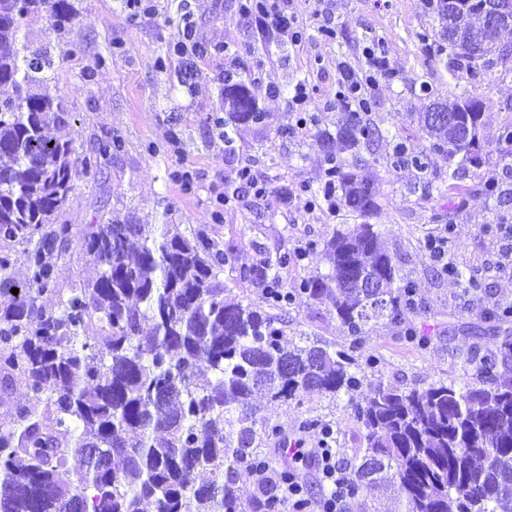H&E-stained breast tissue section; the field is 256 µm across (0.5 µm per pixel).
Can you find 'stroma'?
Returning a JSON list of instances; mask_svg holds the SVG:
<instances>
[{"label": "stroma", "mask_w": 512, "mask_h": 512, "mask_svg": "<svg viewBox=\"0 0 512 512\" xmlns=\"http://www.w3.org/2000/svg\"><path fill=\"white\" fill-rule=\"evenodd\" d=\"M75 8L72 34L58 38L46 20L31 22L26 40L31 49L48 52L55 61L54 85L67 95L69 112L54 125L51 136L73 140L78 149L115 136L123 149L107 163L102 176L83 178L60 216L73 232L98 220L118 224H176L182 233L206 226L209 236L232 246L224 281L233 296L263 305L260 289L241 280L240 272L263 254L294 251L309 240L329 237L334 229L359 223L357 214L329 213L325 208L284 210L275 198L258 199L248 190L225 206L222 219H214L212 200L225 179L245 164L254 165L276 187L298 189L317 184L323 164L318 129H333L336 113L329 101L336 98L338 66L355 73L368 72L367 50L388 64L389 78L372 92L371 119L384 131L379 141L363 148L365 168L380 205L379 224L386 249L396 256L403 275L416 285L423 308L416 323L431 336L423 350L402 336L389 322L370 323L357 352L359 359L376 356L367 370L369 382L425 388L443 380L456 382L475 374L471 361L487 341L491 327L487 313L493 305L512 304V266L497 264L500 246L487 224L512 225V197L486 195L474 189L473 170L462 173V184L472 186L462 211L448 214V166L436 161L428 174L412 169L386 172V157L396 137L413 151L426 143L417 133L416 115L426 101L422 82L433 84L439 96L449 90L478 96L483 105V145L488 158L480 172L512 184V158H501L498 136L512 124V64L496 67L492 81L480 83L469 74L450 81L434 56L415 38L431 26L433 17L422 0H332L335 39H325L311 13L314 0H301L304 48L299 55L261 42L239 14V0H188L193 13L195 40L202 54L184 58L175 51L182 39L175 20V0H158V16L132 19L126 0H71ZM249 70L242 76L259 108L266 112L262 127H245L236 138L235 153L213 124L224 113V71L235 59ZM306 81L313 106L320 112L319 128L283 133L287 123L283 98L266 95L265 85L288 88ZM187 169L192 188L174 180V171ZM454 222L455 234L447 244L448 257L461 268L481 276L487 285L482 297L468 298L450 277L437 274L423 247L425 236ZM93 256L71 248L56 267L59 288L95 279ZM321 337L337 348H349L351 338L326 306L298 298L288 311L287 334L298 330ZM254 401L264 416L278 422L290 438L313 443L314 432L299 433L305 419L332 423L339 463H346L363 444L362 429L352 417L347 397L337 401L303 394L289 403Z\"/></svg>", "instance_id": "1"}]
</instances>
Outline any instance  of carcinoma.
<instances>
[{
    "mask_svg": "<svg viewBox=\"0 0 512 512\" xmlns=\"http://www.w3.org/2000/svg\"><path fill=\"white\" fill-rule=\"evenodd\" d=\"M439 24L416 34L435 54H446L451 75L489 76L509 55L500 54L508 28H492L478 14L453 37L441 21L448 0H425ZM47 14L61 38L72 32L71 0H0V512H244L237 479L256 477L252 512H287L276 489L288 481V464L271 455L288 447L282 426L259 415L262 391L289 402L302 392L334 400L366 387L350 410L364 430V448L352 459L356 479L349 497L380 484L394 489L404 512H512V331L500 324L512 306L489 313L496 322L476 360L478 379L427 388L365 383L353 352L372 321L401 324L417 313L415 287L400 274L381 233L370 180L361 173V149L383 137L369 100H338L336 133L319 131L324 160L318 203L335 198L363 222L311 241L328 272L294 287L282 273L302 254L262 257L240 276L262 289L266 306L230 297L221 278L231 249L203 231L187 236L162 225L157 236L144 224H90L80 236L58 223L77 180L102 172L123 148L117 138L78 151L53 139L48 128L64 120L65 95L51 85L52 57L30 50L23 29ZM429 97L418 115L429 148L409 154L398 142L387 171L428 170L431 155L461 167L481 143V113L471 129L433 120L456 110L470 94L448 90ZM262 115L248 87L224 77V143L231 132L258 124ZM350 158L343 157V154ZM25 243L29 280L13 276L10 245ZM91 254L97 277L64 291L56 263L72 245ZM448 275L465 292L478 278L448 263ZM374 287H367L368 283ZM18 289L14 294L11 289ZM335 312L354 337L346 351L300 332L285 335L282 313L296 296ZM56 297L45 312L39 300ZM27 398L12 400L16 379ZM72 459L79 461L75 471Z\"/></svg>",
    "mask_w": 512,
    "mask_h": 512,
    "instance_id": "obj_1",
    "label": "carcinoma"
}]
</instances>
